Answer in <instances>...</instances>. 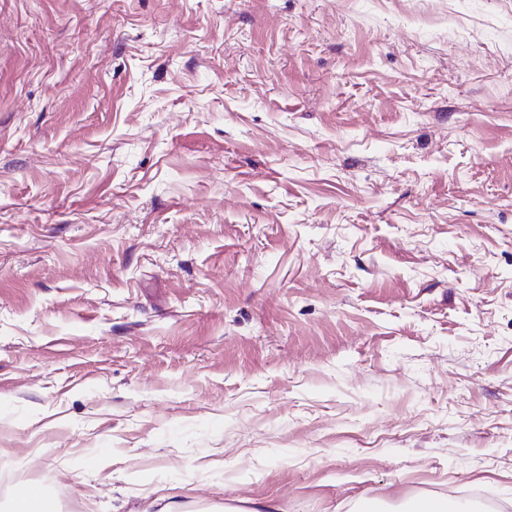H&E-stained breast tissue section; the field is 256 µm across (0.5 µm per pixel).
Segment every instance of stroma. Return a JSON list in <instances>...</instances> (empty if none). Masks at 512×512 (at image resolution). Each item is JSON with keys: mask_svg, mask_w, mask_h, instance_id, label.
<instances>
[{"mask_svg": "<svg viewBox=\"0 0 512 512\" xmlns=\"http://www.w3.org/2000/svg\"><path fill=\"white\" fill-rule=\"evenodd\" d=\"M0 512H512V0H0ZM39 489L34 486H27L18 491L14 498L12 512H33L32 505L38 504L42 507L43 501H37ZM43 508V507H42ZM37 512H57L56 506L54 504V508H43L37 510Z\"/></svg>", "mask_w": 512, "mask_h": 512, "instance_id": "stroma-1", "label": "stroma"}]
</instances>
